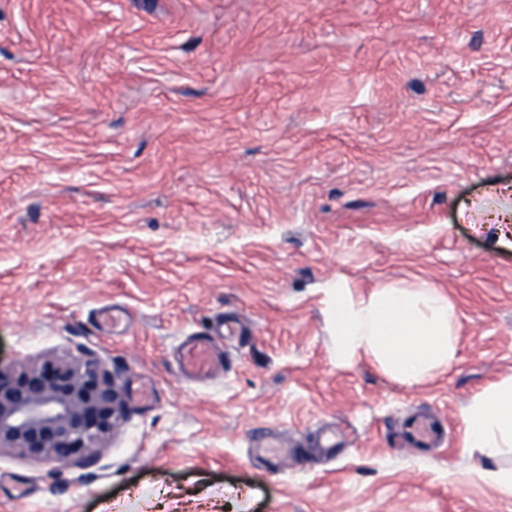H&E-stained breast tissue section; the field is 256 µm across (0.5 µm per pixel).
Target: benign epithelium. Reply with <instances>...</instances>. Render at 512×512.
Instances as JSON below:
<instances>
[{
    "mask_svg": "<svg viewBox=\"0 0 512 512\" xmlns=\"http://www.w3.org/2000/svg\"><path fill=\"white\" fill-rule=\"evenodd\" d=\"M121 419L120 384L90 352L75 363L0 368V449L62 464L87 451L99 460Z\"/></svg>",
    "mask_w": 512,
    "mask_h": 512,
    "instance_id": "benign-epithelium-1",
    "label": "benign epithelium"
}]
</instances>
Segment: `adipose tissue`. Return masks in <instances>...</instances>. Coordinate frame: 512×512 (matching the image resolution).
<instances>
[{
    "mask_svg": "<svg viewBox=\"0 0 512 512\" xmlns=\"http://www.w3.org/2000/svg\"><path fill=\"white\" fill-rule=\"evenodd\" d=\"M326 310L337 363L372 358L396 382L413 385L450 369L457 360L458 316L439 287L385 284L369 294L348 284L327 286ZM464 449L497 457L512 447V379L478 394L464 414Z\"/></svg>",
    "mask_w": 512,
    "mask_h": 512,
    "instance_id": "1",
    "label": "adipose tissue"
}]
</instances>
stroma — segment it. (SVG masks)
<instances>
[{"mask_svg":"<svg viewBox=\"0 0 512 512\" xmlns=\"http://www.w3.org/2000/svg\"><path fill=\"white\" fill-rule=\"evenodd\" d=\"M512 0H0V366L94 353L92 463L0 451V512H512L462 449L512 376ZM424 280L458 360L407 386L331 355L325 289ZM121 305L125 332H100ZM224 371L172 352L218 312ZM445 430L419 451L408 417ZM333 424L335 458L312 443ZM302 445L271 470L256 434Z\"/></svg>","mask_w":512,"mask_h":512,"instance_id":"obj_1","label":"stroma"}]
</instances>
